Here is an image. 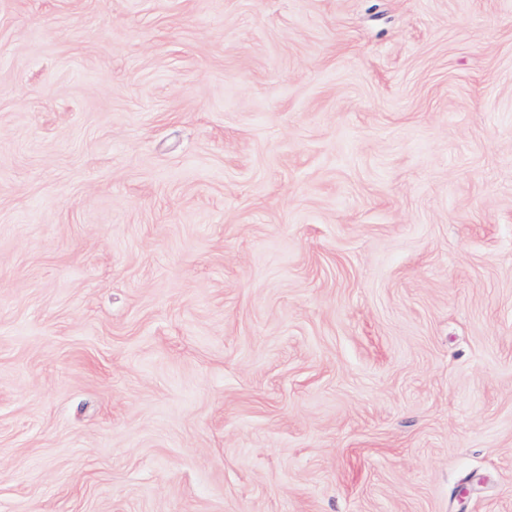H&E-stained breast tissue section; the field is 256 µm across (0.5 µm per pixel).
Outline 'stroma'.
<instances>
[{
  "mask_svg": "<svg viewBox=\"0 0 512 512\" xmlns=\"http://www.w3.org/2000/svg\"><path fill=\"white\" fill-rule=\"evenodd\" d=\"M0 512H512V0H0Z\"/></svg>",
  "mask_w": 512,
  "mask_h": 512,
  "instance_id": "1",
  "label": "stroma"
}]
</instances>
